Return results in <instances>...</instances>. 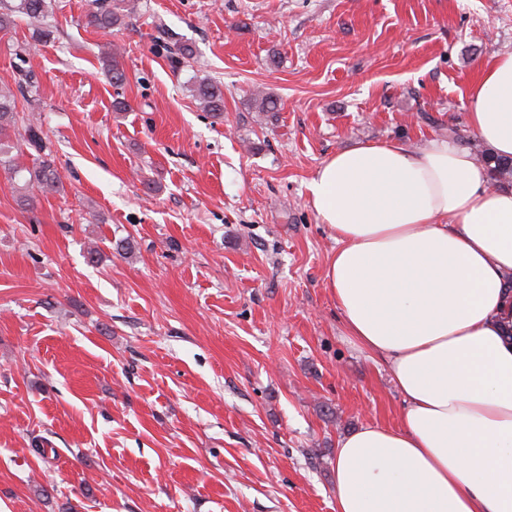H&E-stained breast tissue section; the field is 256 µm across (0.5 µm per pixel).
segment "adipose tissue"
Listing matches in <instances>:
<instances>
[{
  "label": "adipose tissue",
  "instance_id": "obj_1",
  "mask_svg": "<svg viewBox=\"0 0 512 512\" xmlns=\"http://www.w3.org/2000/svg\"><path fill=\"white\" fill-rule=\"evenodd\" d=\"M467 100L473 136L512 157V53ZM307 189L345 333L403 402L397 426L339 438L335 512H512V190L450 138L333 152Z\"/></svg>",
  "mask_w": 512,
  "mask_h": 512
}]
</instances>
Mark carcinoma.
Returning a JSON list of instances; mask_svg holds the SVG:
<instances>
[{
    "label": "carcinoma",
    "instance_id": "cac0c4a2",
    "mask_svg": "<svg viewBox=\"0 0 512 512\" xmlns=\"http://www.w3.org/2000/svg\"><path fill=\"white\" fill-rule=\"evenodd\" d=\"M49 8V0H15L9 5L6 0H0V32L8 34L15 25V16L21 15L29 20L32 41L47 43L52 38V30L42 26V21ZM126 17L124 7L114 0H90L87 15L90 26L110 30L123 25ZM119 57L120 52L112 50L102 57V65L114 84L125 80ZM193 58L194 51L187 44L169 49L168 61L175 69L186 66ZM190 92L212 117H224V94L217 82L207 77L199 78ZM23 145L45 151L43 132L38 123L17 111V102L12 93L0 91V168L13 184L20 205L33 209L39 197L61 192L63 183L55 160L49 153L38 157V162L31 168L19 165L17 153ZM479 155L488 168L492 186H512V159L497 157L487 150L479 151Z\"/></svg>",
    "mask_w": 512,
    "mask_h": 512
}]
</instances>
